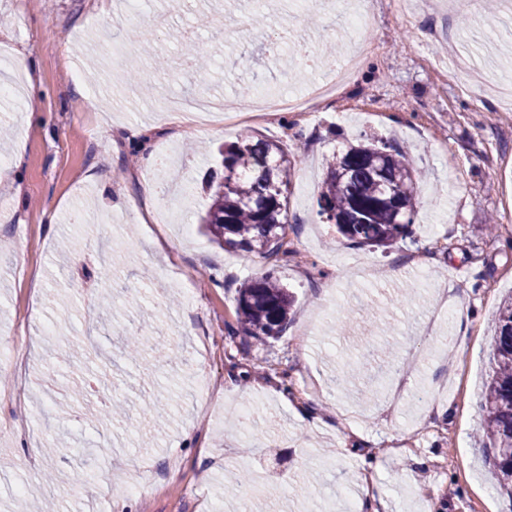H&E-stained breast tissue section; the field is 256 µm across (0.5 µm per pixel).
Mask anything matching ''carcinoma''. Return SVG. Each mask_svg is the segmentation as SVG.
<instances>
[{
	"label": "carcinoma",
	"instance_id": "carcinoma-1",
	"mask_svg": "<svg viewBox=\"0 0 512 512\" xmlns=\"http://www.w3.org/2000/svg\"><path fill=\"white\" fill-rule=\"evenodd\" d=\"M299 159L280 142L245 138L224 145L223 175L207 183L200 216L210 239L278 262L290 218L288 192ZM318 214L353 244L388 247L410 233L418 204L416 170L406 150L384 140L350 143L327 160ZM294 298L267 274L237 291L236 318L251 336L278 337ZM493 374L484 395L482 442L501 481L512 486V298L500 304L492 342Z\"/></svg>",
	"mask_w": 512,
	"mask_h": 512
}]
</instances>
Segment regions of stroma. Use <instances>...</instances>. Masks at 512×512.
<instances>
[{
  "instance_id": "35a3bbf8",
  "label": "stroma",
  "mask_w": 512,
  "mask_h": 512,
  "mask_svg": "<svg viewBox=\"0 0 512 512\" xmlns=\"http://www.w3.org/2000/svg\"><path fill=\"white\" fill-rule=\"evenodd\" d=\"M353 8L372 19L371 49L313 121L284 112L183 137L161 119L168 93L203 91L243 112L260 87L305 92L321 77L310 57L349 53ZM254 11L251 0H142L125 17L99 0H0V85L16 90L0 97V170L11 175L0 183V512L40 499L50 471L60 512H237L242 495L254 512H343L348 497L373 512L365 482L384 493V512H512L476 442L492 320L512 294V98L497 90L512 71V21L457 0H341L332 12L297 0L268 9L262 28ZM155 14L165 27L144 28ZM188 44L219 68L198 73ZM20 55L37 98L18 91ZM87 94L103 109L86 111ZM371 134L413 147L422 196L412 234L387 248L351 245L317 215L326 157ZM249 135L303 153L288 262L198 228L216 148ZM147 154L163 172L168 224L141 198ZM268 273L295 297L276 339L238 330L235 316L241 284ZM60 278L72 285L65 312L49 302ZM106 287L138 306L112 317L97 304ZM131 330L170 353L128 360ZM75 341L95 348L93 362L66 364ZM350 359L357 375L337 389ZM71 374L108 385L123 423L98 433L96 397L70 400ZM164 391L166 414L147 428ZM245 400L263 420L239 419ZM104 440L108 451L86 458ZM146 469L149 493L129 492Z\"/></svg>"
}]
</instances>
